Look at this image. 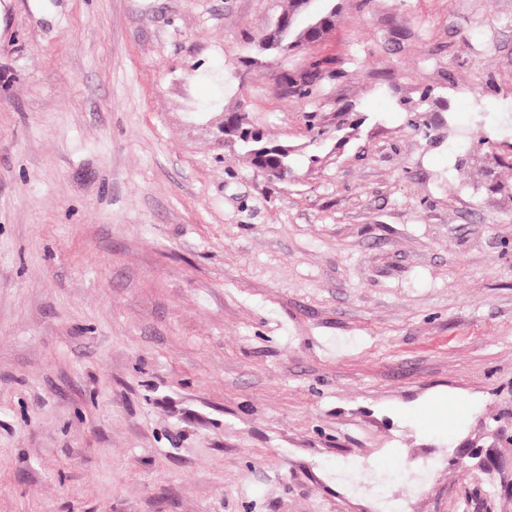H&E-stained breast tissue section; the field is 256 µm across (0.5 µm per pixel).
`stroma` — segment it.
I'll list each match as a JSON object with an SVG mask.
<instances>
[{"mask_svg": "<svg viewBox=\"0 0 512 512\" xmlns=\"http://www.w3.org/2000/svg\"><path fill=\"white\" fill-rule=\"evenodd\" d=\"M336 5L0 0V512H512V0ZM303 0H289L288 10L284 11L280 16L285 18H278L274 33L280 35L276 39H271L267 36L260 40L258 47L266 51V55L272 58L274 61L279 57L287 55V52H283L285 46H288V52L293 51L296 48L305 47L307 45L320 41L334 26V18L336 16V6L329 9L325 8L322 15L303 19L305 10L302 9ZM322 19V25L320 29L312 28L313 25L317 24ZM291 21V27L294 29V34L288 38V44L282 45L281 38L288 35V29L290 28L289 21Z\"/></svg>", "mask_w": 512, "mask_h": 512, "instance_id": "stroma-1", "label": "stroma"}]
</instances>
